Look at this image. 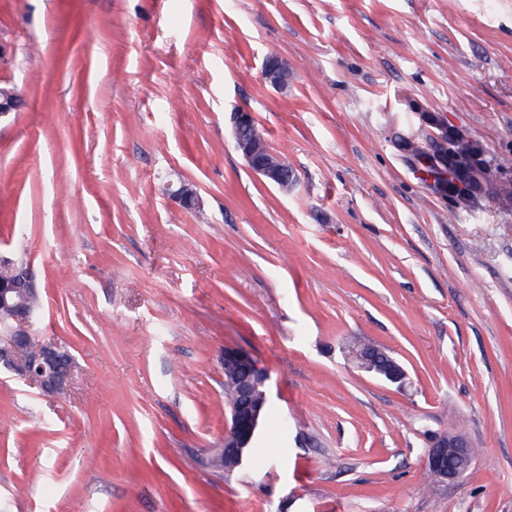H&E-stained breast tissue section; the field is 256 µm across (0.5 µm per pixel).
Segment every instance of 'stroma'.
I'll return each mask as SVG.
<instances>
[{
  "instance_id": "obj_1",
  "label": "stroma",
  "mask_w": 512,
  "mask_h": 512,
  "mask_svg": "<svg viewBox=\"0 0 512 512\" xmlns=\"http://www.w3.org/2000/svg\"><path fill=\"white\" fill-rule=\"evenodd\" d=\"M3 87L0 254L77 370L56 397L0 368V512H512V200L459 206L406 146L459 130L512 176V0H0ZM240 107L292 191L235 150ZM228 345L269 404L229 476ZM442 432L476 451L455 485L425 478ZM262 76L266 83L281 91L288 90L292 81L288 61L277 54L265 57L262 65ZM383 361L381 369L375 370L378 362ZM358 368L370 373H374L382 380L397 385L398 388H404L408 382V373L405 368L392 357L385 349L378 346L371 348L368 354L360 356L356 364Z\"/></svg>"
}]
</instances>
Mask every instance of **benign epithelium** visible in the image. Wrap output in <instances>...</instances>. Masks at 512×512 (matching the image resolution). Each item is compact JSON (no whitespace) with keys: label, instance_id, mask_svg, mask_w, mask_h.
<instances>
[{"label":"benign epithelium","instance_id":"obj_1","mask_svg":"<svg viewBox=\"0 0 512 512\" xmlns=\"http://www.w3.org/2000/svg\"><path fill=\"white\" fill-rule=\"evenodd\" d=\"M262 76L265 82L281 91L288 90L292 81L288 61L277 54L265 57ZM229 123L235 149L247 166L281 191H288L295 182V175L288 161L273 152L258 132L253 113L238 108L230 113ZM169 195L187 210H196L202 205L195 187L185 181ZM0 264L12 270L10 279L0 281V307L12 309L15 322L13 326L6 324L0 327V364L23 380L32 374L37 375L39 389L59 396L67 391L74 378V358L53 343L34 341L31 335L29 326L34 313L30 301L39 290L31 264L10 259H1ZM222 359L224 369L237 370L239 377L237 394L227 401L230 425L224 432L221 450L224 457L239 460L262 422L268 374L248 352L234 346L224 347ZM357 367L400 389L408 382L405 368L378 346L359 357ZM469 448V440L461 434L446 432L436 435L427 449L425 468L439 483H459L473 466L474 457Z\"/></svg>","mask_w":512,"mask_h":512}]
</instances>
